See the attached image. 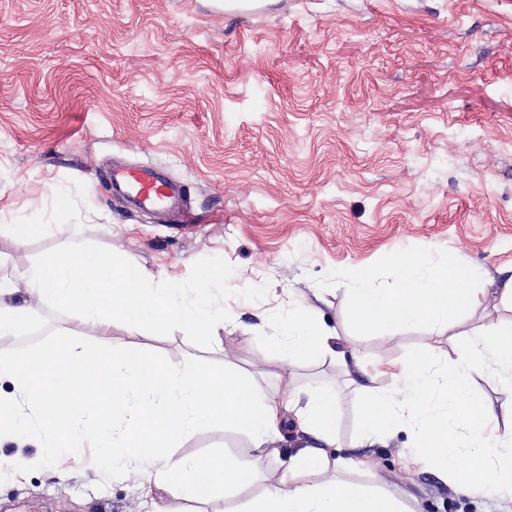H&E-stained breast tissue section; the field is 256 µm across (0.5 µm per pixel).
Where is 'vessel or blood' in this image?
I'll list each match as a JSON object with an SVG mask.
<instances>
[{
    "label": "vessel or blood",
    "instance_id": "b4317fda",
    "mask_svg": "<svg viewBox=\"0 0 512 512\" xmlns=\"http://www.w3.org/2000/svg\"><path fill=\"white\" fill-rule=\"evenodd\" d=\"M112 185L126 193L141 210L162 209L188 217L180 191L169 183L163 171L150 165L118 167L112 171Z\"/></svg>",
    "mask_w": 512,
    "mask_h": 512
}]
</instances>
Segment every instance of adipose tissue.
Here are the masks:
<instances>
[{"mask_svg":"<svg viewBox=\"0 0 512 512\" xmlns=\"http://www.w3.org/2000/svg\"><path fill=\"white\" fill-rule=\"evenodd\" d=\"M214 270L197 274L192 292L157 282L131 259L62 244L0 278V335L21 331L37 307L74 312L98 338L75 336L0 354V441L33 434L44 453L57 448L97 449L98 462L155 468L154 484L197 499L231 495L258 478L253 463L228 455L176 458L172 450L199 428L221 423L244 433L255 450L281 436L286 425L313 436L315 446L292 451L263 493L233 512H409L396 496L341 481L359 470L351 456L329 457L336 443L333 388L286 386L271 401L260 385L231 368L205 369L193 361L164 365L135 350L110 348L112 327L151 324L157 330L196 331L220 342L233 316L211 294ZM335 330L310 307L279 316L270 345L302 363L332 354ZM496 378L512 397V320L480 322L455 355L437 348L413 351L390 370L385 389L363 388L361 436L405 434L418 457L444 479L477 492L494 485L512 492V404L499 422L474 387L476 375Z\"/></svg>","mask_w":512,"mask_h":512,"instance_id":"obj_1","label":"adipose tissue"}]
</instances>
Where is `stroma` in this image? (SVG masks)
<instances>
[{
    "instance_id": "obj_1",
    "label": "stroma",
    "mask_w": 512,
    "mask_h": 512,
    "mask_svg": "<svg viewBox=\"0 0 512 512\" xmlns=\"http://www.w3.org/2000/svg\"><path fill=\"white\" fill-rule=\"evenodd\" d=\"M264 16H227L212 0H0V225L39 215L24 245L0 236V277L68 242L133 257L156 279L212 294L234 315L221 347L187 331L115 323L114 350L161 363L195 356L239 369L277 398L289 383L334 387L344 454L359 483L412 512H512V496L475 495L422 469L405 435L358 440L361 387H386L415 349L456 348L475 321L352 334L343 286L317 278L410 246L482 268L492 306L512 280V0H266ZM149 164L185 189L189 227L137 211L112 190L113 165ZM69 221L55 215L60 191ZM311 305L345 359L303 364L269 347L278 313ZM69 311L39 308L31 329L0 336V354L84 333ZM291 431L260 461L262 493ZM254 452L240 432L200 428L177 457ZM28 439L0 443V512H222L79 454L39 460ZM18 455L36 458L14 473Z\"/></svg>"
}]
</instances>
